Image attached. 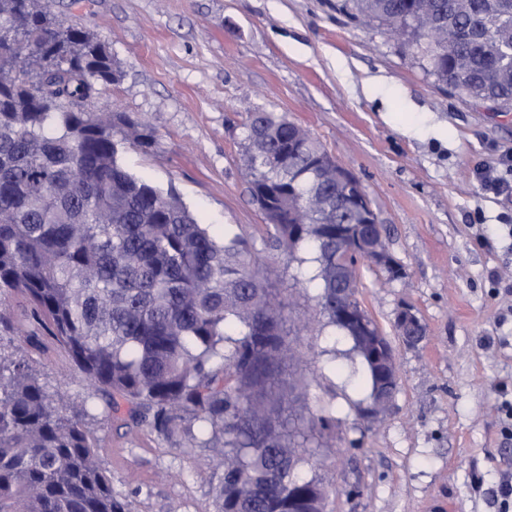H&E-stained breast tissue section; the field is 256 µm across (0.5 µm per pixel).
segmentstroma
<instances>
[{
  "instance_id": "35a3bbf8",
  "label": "stroma",
  "mask_w": 512,
  "mask_h": 512,
  "mask_svg": "<svg viewBox=\"0 0 512 512\" xmlns=\"http://www.w3.org/2000/svg\"><path fill=\"white\" fill-rule=\"evenodd\" d=\"M340 0H52L61 20L112 49L121 70L93 107L112 106L154 136L126 148L134 176L176 193L215 238L254 240L265 284L296 346L289 370L307 387L303 412L332 410L314 474L332 486L325 512H505L512 440V209L483 192L475 170L512 151V112L459 98L422 68L406 39L339 10ZM277 112L358 177L386 227L401 278L359 268V300L394 349L399 387L374 424L357 406L369 389L351 341L317 316L316 289L294 276L307 251L275 248L253 205L243 125ZM411 307L426 329L410 347L395 322ZM63 404L86 401V422L129 512H215L220 472L206 448L158 435L93 389L52 337L16 342Z\"/></svg>"
}]
</instances>
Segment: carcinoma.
Instances as JSON below:
<instances>
[{
	"instance_id": "cac0c4a2",
	"label": "carcinoma",
	"mask_w": 512,
	"mask_h": 512,
	"mask_svg": "<svg viewBox=\"0 0 512 512\" xmlns=\"http://www.w3.org/2000/svg\"><path fill=\"white\" fill-rule=\"evenodd\" d=\"M340 7L381 25L400 20L438 83L512 110V0ZM115 72L110 46L58 20L50 0H0V304L22 294L31 307L27 325L0 315V512H128L97 459L85 404L55 406L11 351L13 337L36 346L43 331L158 435L211 449L222 470L216 512H324L332 488L302 469L313 457L304 443L329 420L296 411L303 380H280L293 341L254 245L217 240L176 195L125 169L122 148L146 151L153 135L124 112L88 109ZM258 126L301 143L300 125L283 115L252 113L245 137ZM306 137L308 150L289 164L299 210L271 225V241L291 256L314 254L315 269L295 283L316 284L320 314L352 342L373 387L363 340L336 323V301L360 304L357 264L386 248V228L373 216L362 252L336 263V241L318 229L334 216L307 203L336 194L316 157L335 160ZM246 148L251 180L274 177Z\"/></svg>"
}]
</instances>
